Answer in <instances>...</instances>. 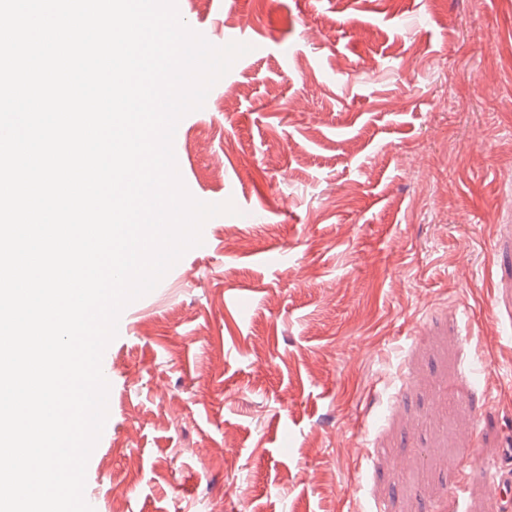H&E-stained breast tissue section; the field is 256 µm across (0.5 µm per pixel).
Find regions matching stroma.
<instances>
[{"instance_id":"35a3bbf8","label":"stroma","mask_w":512,"mask_h":512,"mask_svg":"<svg viewBox=\"0 0 512 512\" xmlns=\"http://www.w3.org/2000/svg\"><path fill=\"white\" fill-rule=\"evenodd\" d=\"M177 4L213 45L246 19L265 46L180 121L188 191L237 212L125 307L87 491L512 512V0Z\"/></svg>"}]
</instances>
